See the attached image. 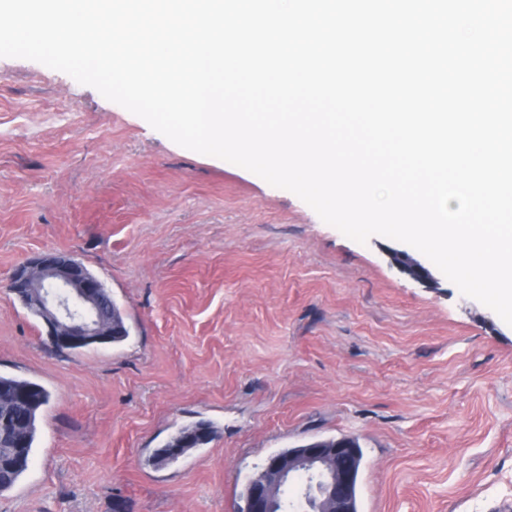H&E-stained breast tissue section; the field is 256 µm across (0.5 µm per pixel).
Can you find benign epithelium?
<instances>
[{
	"instance_id": "benign-epithelium-1",
	"label": "benign epithelium",
	"mask_w": 512,
	"mask_h": 512,
	"mask_svg": "<svg viewBox=\"0 0 512 512\" xmlns=\"http://www.w3.org/2000/svg\"><path fill=\"white\" fill-rule=\"evenodd\" d=\"M392 259L420 282L432 279L428 269L398 252ZM9 290L21 302L33 304L46 335L60 350L106 344L111 332L103 325L97 283L76 260L53 253L28 258L13 272ZM359 449L350 440H316L288 453L268 457L247 484L243 512H274L281 490L301 480L297 508L303 512H357L353 486Z\"/></svg>"
}]
</instances>
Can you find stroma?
I'll use <instances>...</instances> for the list:
<instances>
[{"mask_svg":"<svg viewBox=\"0 0 512 512\" xmlns=\"http://www.w3.org/2000/svg\"><path fill=\"white\" fill-rule=\"evenodd\" d=\"M394 249L419 255L0 57V374L51 394L0 512H238L269 456L344 435L359 512H512V326ZM44 252L103 281L125 341L50 345L8 290ZM201 422L211 442L153 463Z\"/></svg>","mask_w":512,"mask_h":512,"instance_id":"35a3bbf8","label":"stroma"}]
</instances>
